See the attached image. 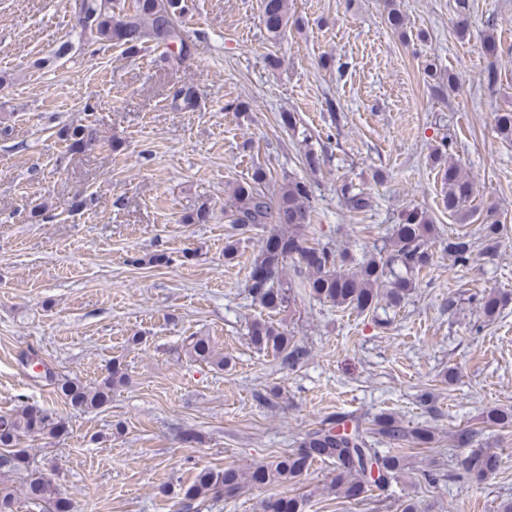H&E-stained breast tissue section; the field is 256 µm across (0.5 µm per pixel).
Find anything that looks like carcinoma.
Segmentation results:
<instances>
[{"mask_svg": "<svg viewBox=\"0 0 512 512\" xmlns=\"http://www.w3.org/2000/svg\"><path fill=\"white\" fill-rule=\"evenodd\" d=\"M89 23L80 36L89 43L118 46L128 55L138 54L148 42L170 48L176 44L183 61L191 55V46L183 36L180 18L182 0H81ZM263 22L267 32L278 38L288 23V0H262ZM424 73L435 81L439 94L452 87L436 71V65H425ZM499 134L512 140V111L495 113ZM72 151L85 148L96 140L90 127H68L60 132ZM442 204L448 213L467 219L474 214L469 208L475 195L474 183L464 176L456 163L440 169ZM269 174L262 167L254 169L249 181L232 189L231 205L225 211L228 223L239 230L269 228L259 254L254 259L248 280L253 299L269 312H279L296 301L297 289L303 288L320 301L342 310L364 312L379 297L380 288L387 289L389 304L397 307L416 287V278L433 265L432 251L436 236L434 224L426 211L413 207L403 211L394 225L391 249L376 254L353 268H345L346 258L333 247L319 241L310 242L309 185L296 178L284 181L280 193L268 194ZM341 196L354 215L373 207L372 196L344 183ZM444 250L457 266H466L473 256L469 235L457 233L448 238ZM293 267L295 279L285 278L287 267ZM249 336L260 351H272L293 365L300 359V347L288 332L274 322L260 319L251 324ZM186 355L196 361L224 366L227 360L216 354L208 339L187 336L183 342ZM38 378L54 388L74 409H93L107 405L112 389L121 382L118 366L99 382L87 386L79 381L59 378L53 369L44 367ZM66 432L65 423L53 413L36 405H25L16 412L0 415V473L18 472L28 466L27 449L22 439L47 435L57 438ZM389 445L386 450L372 447L369 435ZM475 432L464 429L456 433V447L467 452L458 462V477L483 480L499 467L496 455L472 447ZM434 433L425 426H406L394 415L384 413L372 420L365 430L359 424L347 426L345 421L324 422L308 433L298 448L276 457L272 462L247 469L236 467H204L197 471L180 503L190 512L198 500L208 497L233 496L246 486L256 488L296 480L316 461H328L336 467V488L343 497L356 500L371 486L384 487L405 469L403 446L428 447ZM26 501L41 512H70L69 499L61 496L54 482L43 474L30 476L25 485ZM260 512H304V500L296 496H270L259 504Z\"/></svg>", "mask_w": 512, "mask_h": 512, "instance_id": "1", "label": "carcinoma"}]
</instances>
